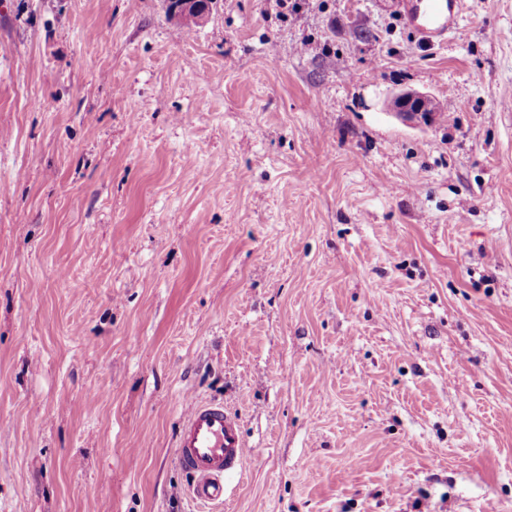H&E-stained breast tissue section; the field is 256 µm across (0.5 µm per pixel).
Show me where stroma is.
Instances as JSON below:
<instances>
[{
  "label": "stroma",
  "instance_id": "stroma-1",
  "mask_svg": "<svg viewBox=\"0 0 512 512\" xmlns=\"http://www.w3.org/2000/svg\"><path fill=\"white\" fill-rule=\"evenodd\" d=\"M512 0H0V512H512ZM435 96L418 124L384 106ZM406 26L423 44H434L453 33L462 20V0H400ZM176 448L177 465L189 477L190 499L199 509L223 505L225 478H242L247 455L236 417L220 402L193 401Z\"/></svg>",
  "mask_w": 512,
  "mask_h": 512
}]
</instances>
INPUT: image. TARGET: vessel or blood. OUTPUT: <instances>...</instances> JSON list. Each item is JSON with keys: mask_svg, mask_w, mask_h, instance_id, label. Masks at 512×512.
I'll return each instance as SVG.
<instances>
[{"mask_svg": "<svg viewBox=\"0 0 512 512\" xmlns=\"http://www.w3.org/2000/svg\"><path fill=\"white\" fill-rule=\"evenodd\" d=\"M406 26L421 43L453 33L462 20V0H400ZM247 455L236 417L222 403L193 401L176 441L179 469L188 476V494L203 512L224 502L225 480L242 476Z\"/></svg>", "mask_w": 512, "mask_h": 512, "instance_id": "1", "label": "vessel or blood"}]
</instances>
